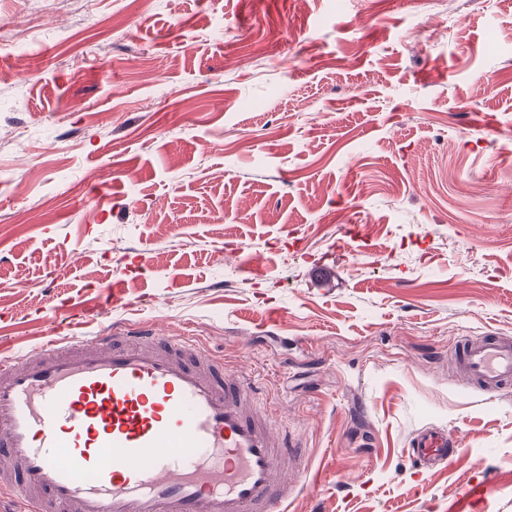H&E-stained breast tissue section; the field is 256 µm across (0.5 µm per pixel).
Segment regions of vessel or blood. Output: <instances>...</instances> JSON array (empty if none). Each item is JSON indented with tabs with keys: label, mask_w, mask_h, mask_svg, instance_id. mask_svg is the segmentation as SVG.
<instances>
[{
	"label": "vessel or blood",
	"mask_w": 512,
	"mask_h": 512,
	"mask_svg": "<svg viewBox=\"0 0 512 512\" xmlns=\"http://www.w3.org/2000/svg\"><path fill=\"white\" fill-rule=\"evenodd\" d=\"M488 398L512 385V339L451 356ZM449 465L439 428L409 450ZM244 372L156 325L115 322L0 359V493L22 512H285L307 473Z\"/></svg>",
	"instance_id": "b4317fda"
}]
</instances>
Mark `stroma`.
Masks as SVG:
<instances>
[{"mask_svg":"<svg viewBox=\"0 0 512 512\" xmlns=\"http://www.w3.org/2000/svg\"><path fill=\"white\" fill-rule=\"evenodd\" d=\"M0 43V354L153 322L259 381L287 512H512V391L448 367L512 337V0H0ZM409 453L422 469L445 467L453 456L452 448H448V433L439 428L422 431L411 444ZM491 492V488L489 485L483 483V482H474L471 484L466 485L460 493V500L462 505H465V507L462 508H455L454 512H470L475 509L467 508L472 503H475L480 500H484L487 495Z\"/></svg>","mask_w":512,"mask_h":512,"instance_id":"35a3bbf8","label":"stroma"}]
</instances>
